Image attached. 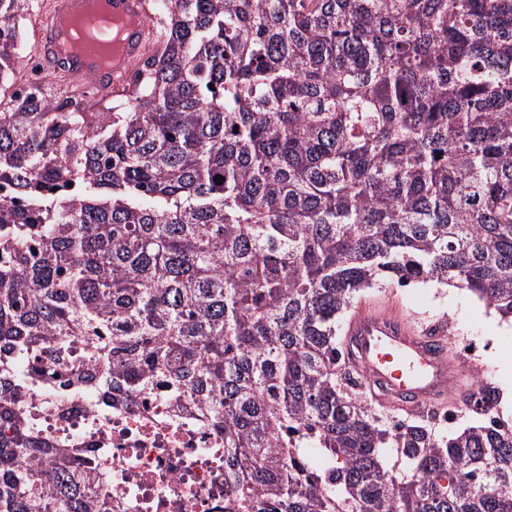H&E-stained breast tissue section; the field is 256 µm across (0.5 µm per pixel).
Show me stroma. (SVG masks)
Wrapping results in <instances>:
<instances>
[{
  "mask_svg": "<svg viewBox=\"0 0 512 512\" xmlns=\"http://www.w3.org/2000/svg\"><path fill=\"white\" fill-rule=\"evenodd\" d=\"M386 312L397 310L414 322L418 332H441L448 361L464 365L465 375L448 392L440 412L446 423L442 433L455 434L477 425L476 413L462 410L459 395L472 389L476 380L491 382L497 389L512 386V321L500 318L494 307L476 295L436 281L408 287H373L354 301Z\"/></svg>",
  "mask_w": 512,
  "mask_h": 512,
  "instance_id": "obj_1",
  "label": "stroma"
}]
</instances>
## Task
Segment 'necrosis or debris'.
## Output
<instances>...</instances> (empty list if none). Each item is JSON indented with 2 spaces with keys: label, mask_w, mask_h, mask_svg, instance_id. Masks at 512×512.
<instances>
[{
  "label": "necrosis or debris",
  "mask_w": 512,
  "mask_h": 512,
  "mask_svg": "<svg viewBox=\"0 0 512 512\" xmlns=\"http://www.w3.org/2000/svg\"><path fill=\"white\" fill-rule=\"evenodd\" d=\"M77 372L59 369L58 382L29 390L16 379L18 401L44 404L36 431L80 460L93 454L112 512H224V431L196 413L185 396L156 394L101 406L89 390L61 384Z\"/></svg>",
  "instance_id": "4bbe7bcc"
}]
</instances>
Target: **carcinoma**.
Returning <instances> with one entry per match:
<instances>
[{
	"label": "carcinoma",
	"mask_w": 512,
	"mask_h": 512,
	"mask_svg": "<svg viewBox=\"0 0 512 512\" xmlns=\"http://www.w3.org/2000/svg\"><path fill=\"white\" fill-rule=\"evenodd\" d=\"M27 10L0 0V376L80 339L76 385L188 395L226 512H512L496 387L454 438L388 423L337 340L378 282L512 317V0H172L121 112L11 89ZM0 421V512H112L1 384Z\"/></svg>",
	"instance_id": "carcinoma-1"
}]
</instances>
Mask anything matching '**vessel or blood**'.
I'll list each match as a JSON object with an SVG mask.
<instances>
[{"instance_id": "1", "label": "vessel or blood", "mask_w": 512, "mask_h": 512, "mask_svg": "<svg viewBox=\"0 0 512 512\" xmlns=\"http://www.w3.org/2000/svg\"><path fill=\"white\" fill-rule=\"evenodd\" d=\"M84 0H50L49 9L36 28L35 55L41 64L65 79L96 90L121 91L133 65L151 46L154 33L148 21L146 0H112V11L136 18V25L124 37L118 65L102 69L88 57L66 54L61 15H78ZM354 339L350 362L361 370L364 385L378 391L381 400L395 407L417 410L438 403L463 376L448 363L442 349L418 335L400 314L382 316L368 310L356 311L348 322Z\"/></svg>"}]
</instances>
